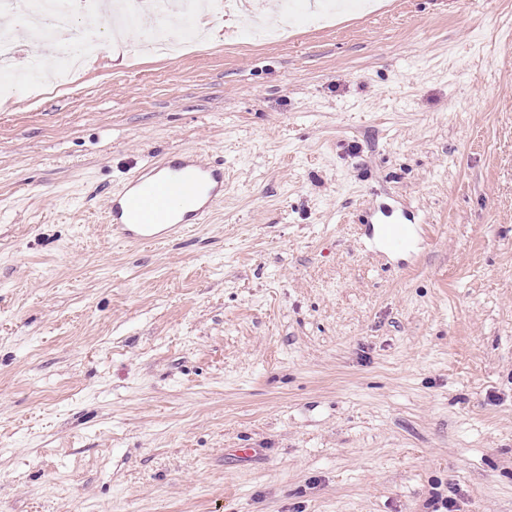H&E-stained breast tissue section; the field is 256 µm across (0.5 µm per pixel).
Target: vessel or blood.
I'll return each instance as SVG.
<instances>
[{
    "label": "vessel or blood",
    "instance_id": "b4317fda",
    "mask_svg": "<svg viewBox=\"0 0 512 512\" xmlns=\"http://www.w3.org/2000/svg\"><path fill=\"white\" fill-rule=\"evenodd\" d=\"M224 199V167L198 153H180L150 163L131 176L121 190L110 195L105 220L111 235L124 241L152 246L183 235L191 224ZM370 240L393 254L406 248L415 229L410 225L377 227L369 214Z\"/></svg>",
    "mask_w": 512,
    "mask_h": 512
}]
</instances>
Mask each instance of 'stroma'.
<instances>
[{"label": "stroma", "mask_w": 512, "mask_h": 512, "mask_svg": "<svg viewBox=\"0 0 512 512\" xmlns=\"http://www.w3.org/2000/svg\"><path fill=\"white\" fill-rule=\"evenodd\" d=\"M250 3L0 103V512H512V0ZM175 151L223 202L111 237ZM223 199L224 166L180 153L153 161L113 192L105 220L111 235L152 246L182 236L186 224H202ZM377 211L374 209L367 218L368 235L370 240L379 245L385 252L393 254L406 248L416 229L410 225H393L383 231V226L375 228Z\"/></svg>", "instance_id": "stroma-1"}]
</instances>
